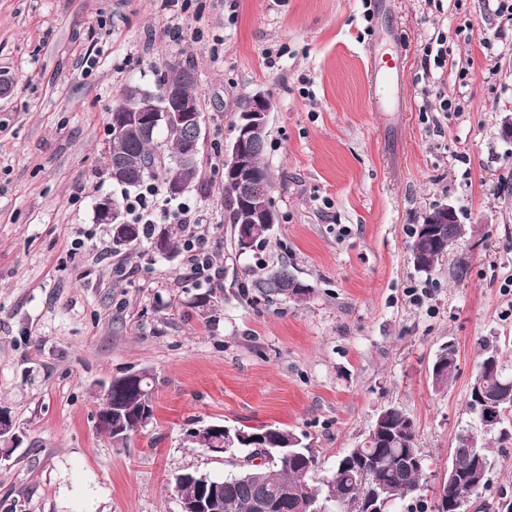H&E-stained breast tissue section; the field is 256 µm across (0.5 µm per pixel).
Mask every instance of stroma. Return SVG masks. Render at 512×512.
<instances>
[{
    "instance_id": "35a3bbf8",
    "label": "stroma",
    "mask_w": 512,
    "mask_h": 512,
    "mask_svg": "<svg viewBox=\"0 0 512 512\" xmlns=\"http://www.w3.org/2000/svg\"><path fill=\"white\" fill-rule=\"evenodd\" d=\"M495 0H0V401L25 439L0 466V512H179L172 475L221 477L230 461L190 430L273 424L303 436L327 475L380 411L411 416L433 508L463 430L483 342L512 366V14ZM444 37V67H425ZM405 48L393 107L374 111L371 57ZM193 67L204 111L199 184L187 204L220 236L216 284L184 281L181 251L115 248L95 220L122 198L102 162L122 88ZM270 103L264 162L279 215L238 254L224 222V144L245 97ZM448 100L450 110L440 108ZM455 207L465 234L425 276L415 224ZM466 262L464 278L456 267ZM285 265L314 289L267 299L251 282ZM457 369L431 387L440 344ZM156 377L155 419L126 447L96 427L100 384ZM493 468L464 512H506L512 438L489 435Z\"/></svg>"
}]
</instances>
